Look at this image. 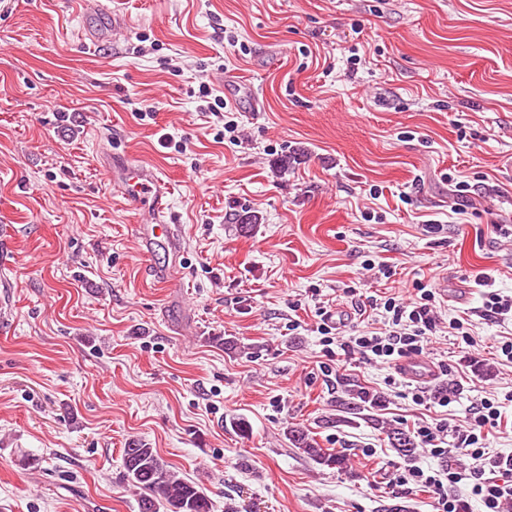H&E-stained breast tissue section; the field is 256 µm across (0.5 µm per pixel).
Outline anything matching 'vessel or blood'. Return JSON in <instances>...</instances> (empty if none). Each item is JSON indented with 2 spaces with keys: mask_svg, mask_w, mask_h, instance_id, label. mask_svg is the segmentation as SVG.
Segmentation results:
<instances>
[{
  "mask_svg": "<svg viewBox=\"0 0 512 512\" xmlns=\"http://www.w3.org/2000/svg\"><path fill=\"white\" fill-rule=\"evenodd\" d=\"M110 181L138 209L147 215L148 223L138 225L137 233L145 249L154 245H167L172 256H180L182 227L170 221V188L152 168L131 161L127 155L114 154L106 168ZM400 372L405 378L426 383L436 378L434 367L415 360L402 362Z\"/></svg>",
  "mask_w": 512,
  "mask_h": 512,
  "instance_id": "vessel-or-blood-1",
  "label": "vessel or blood"
}]
</instances>
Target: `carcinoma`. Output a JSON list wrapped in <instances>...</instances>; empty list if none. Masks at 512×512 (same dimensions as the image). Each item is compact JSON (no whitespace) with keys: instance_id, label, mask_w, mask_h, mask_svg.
<instances>
[{"instance_id":"obj_1","label":"carcinoma","mask_w":512,"mask_h":512,"mask_svg":"<svg viewBox=\"0 0 512 512\" xmlns=\"http://www.w3.org/2000/svg\"><path fill=\"white\" fill-rule=\"evenodd\" d=\"M290 444L311 460L327 467H342L346 456L318 446L301 426L287 431ZM388 440L403 457L414 454L416 444L401 429L388 432ZM122 465L128 483L140 491L139 512H211L212 503L204 489L172 472L157 451L133 438L123 449Z\"/></svg>"}]
</instances>
